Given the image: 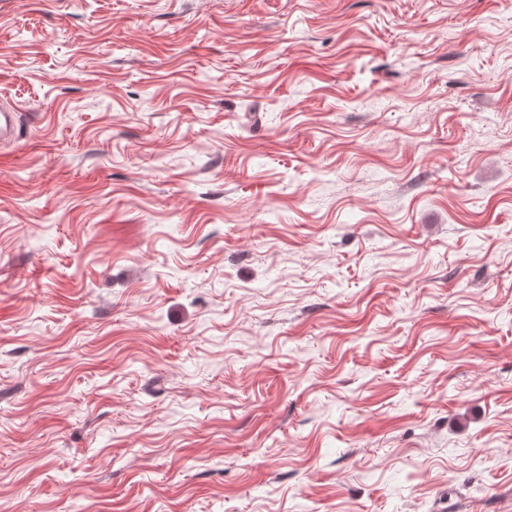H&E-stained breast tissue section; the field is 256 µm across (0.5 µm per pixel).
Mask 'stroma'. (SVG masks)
<instances>
[{
	"label": "stroma",
	"mask_w": 512,
	"mask_h": 512,
	"mask_svg": "<svg viewBox=\"0 0 512 512\" xmlns=\"http://www.w3.org/2000/svg\"><path fill=\"white\" fill-rule=\"evenodd\" d=\"M0 512H512V0H0ZM19 106L1 103L0 110V139L12 140L17 136V123L19 122Z\"/></svg>",
	"instance_id": "35a3bbf8"
}]
</instances>
